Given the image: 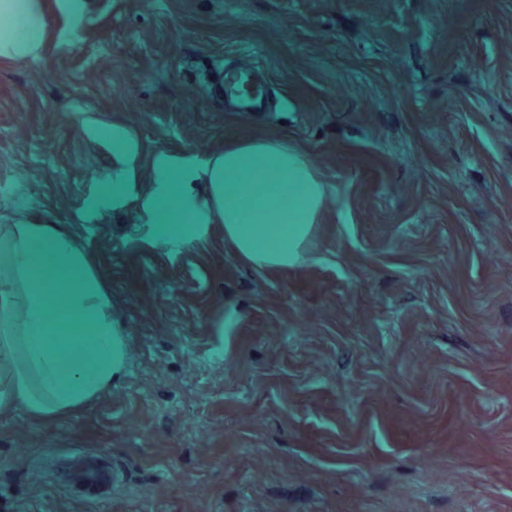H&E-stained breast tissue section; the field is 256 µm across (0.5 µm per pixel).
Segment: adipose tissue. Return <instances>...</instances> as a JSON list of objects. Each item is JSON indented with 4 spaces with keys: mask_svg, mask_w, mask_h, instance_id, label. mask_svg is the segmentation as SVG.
I'll list each match as a JSON object with an SVG mask.
<instances>
[{
    "mask_svg": "<svg viewBox=\"0 0 512 512\" xmlns=\"http://www.w3.org/2000/svg\"><path fill=\"white\" fill-rule=\"evenodd\" d=\"M48 30L46 0H0L1 59L38 58ZM154 184L143 210L161 239L220 224L259 269L301 260L328 198L308 154L272 137L226 147L200 175L158 161ZM123 359L112 295L74 236L28 218L0 224V414H68L110 388Z\"/></svg>",
    "mask_w": 512,
    "mask_h": 512,
    "instance_id": "adipose-tissue-1",
    "label": "adipose tissue"
}]
</instances>
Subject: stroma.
<instances>
[{"mask_svg": "<svg viewBox=\"0 0 512 512\" xmlns=\"http://www.w3.org/2000/svg\"><path fill=\"white\" fill-rule=\"evenodd\" d=\"M85 2L0 61V216L74 235L125 361L0 416V512H512V0ZM233 64L265 112L225 106ZM258 137L330 187L304 258L158 239L154 159ZM82 450L105 500L56 479Z\"/></svg>", "mask_w": 512, "mask_h": 512, "instance_id": "35a3bbf8", "label": "stroma"}]
</instances>
